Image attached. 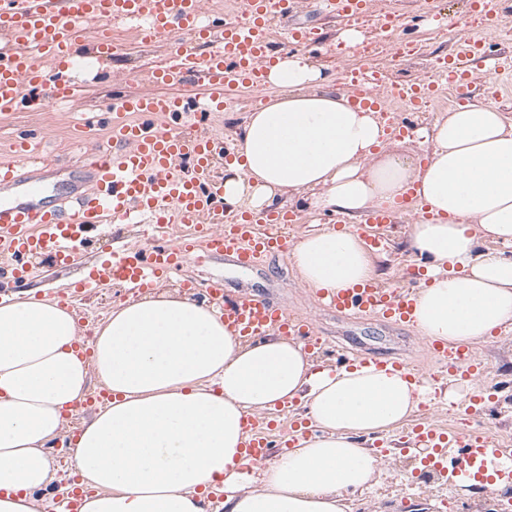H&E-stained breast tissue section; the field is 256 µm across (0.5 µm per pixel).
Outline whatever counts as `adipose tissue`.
Returning a JSON list of instances; mask_svg holds the SVG:
<instances>
[{
  "label": "adipose tissue",
  "instance_id": "ef3b65f1",
  "mask_svg": "<svg viewBox=\"0 0 512 512\" xmlns=\"http://www.w3.org/2000/svg\"><path fill=\"white\" fill-rule=\"evenodd\" d=\"M278 96L245 113L224 161V207L290 210L295 200L348 218L412 195L427 211L410 248L426 259L412 324L448 345L512 329V117L471 102L413 133L411 151L374 109L326 89L292 52L268 68ZM297 279L335 292L378 279L356 229L300 235ZM111 401L83 420L72 465L80 512H354L381 460L370 447L416 414L424 389L373 362L335 368L273 331L252 341L189 297L118 303L91 339L74 311L19 292L0 300V512H46V445L93 388ZM296 403L309 437L274 459L246 453L248 418Z\"/></svg>",
  "mask_w": 512,
  "mask_h": 512
}]
</instances>
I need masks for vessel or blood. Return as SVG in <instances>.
<instances>
[{
	"label": "vessel or blood",
	"instance_id": "1",
	"mask_svg": "<svg viewBox=\"0 0 512 512\" xmlns=\"http://www.w3.org/2000/svg\"><path fill=\"white\" fill-rule=\"evenodd\" d=\"M294 0H244L241 21L217 24L205 20L199 0H0V112H36L52 101L72 99L76 87L69 73L86 41L98 57L117 50L118 29L133 31L140 41L166 43L171 63L146 72L148 82L174 85L202 79L208 96L198 103L175 95L141 94L112 100L97 122L110 127L111 144L84 156V189L55 200L28 197L0 202V252L12 261L7 286L25 281L30 257L50 253L61 266L77 264L100 225L128 222L148 215L153 243L120 247L95 265L89 279L97 284L121 281L132 288L152 287L162 276L180 273L196 247L210 255L231 258L240 268L261 266L270 252L288 253L287 239L260 236L256 219L233 221L214 232L203 216L222 208L220 191L210 183V169L224 153V141L210 134V115L238 87L265 85L271 62L270 16L286 15ZM486 34L500 29L496 0H471ZM331 15L355 18L366 0H320ZM381 82L376 71L352 73L350 91L361 102L372 99ZM39 137L18 136L11 158L0 157V188L30 184L39 170ZM392 221L389 209L369 213L360 231L370 248L381 245L374 227ZM409 287L381 288L368 283L321 295L326 308L340 313L375 315L395 325L409 323ZM208 301L224 306V322L241 335L263 336L270 329L315 340L311 325L288 320L264 298L246 294L224 302V283L205 290ZM438 361L469 373L474 357L468 348L434 346ZM416 441L434 449V465L445 471L449 485L466 486L491 480L512 488V450L483 429L421 427Z\"/></svg>",
	"mask_w": 512,
	"mask_h": 512
}]
</instances>
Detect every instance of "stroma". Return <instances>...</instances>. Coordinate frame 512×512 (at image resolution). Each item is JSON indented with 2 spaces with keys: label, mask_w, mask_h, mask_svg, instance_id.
I'll list each match as a JSON object with an SVG mask.
<instances>
[{
  "label": "stroma",
  "mask_w": 512,
  "mask_h": 512,
  "mask_svg": "<svg viewBox=\"0 0 512 512\" xmlns=\"http://www.w3.org/2000/svg\"><path fill=\"white\" fill-rule=\"evenodd\" d=\"M503 17V33L487 56L476 58L471 65V78L467 88L470 99H487V84L499 79L507 86L505 94L495 102L502 111L512 114V73L493 69V62L512 54V0H498ZM316 0H297V8L289 23L274 26V50L289 48L290 28L317 27L322 35L320 49L312 53V61L323 71L330 89L345 90L351 71L373 66L385 83H421L431 74L438 59L448 56L455 48L459 21H468L467 31L473 38L484 35L479 21L469 13L468 0H371L368 11L355 24L342 17H322L316 14ZM395 14L400 24L408 26L413 43L412 54L396 51L398 35L384 36L378 23L380 15ZM355 27L362 36L361 43L346 45L341 33ZM124 52L107 62L86 57L83 65L73 69L72 77L79 93L64 103L57 112H15L0 117V147L8 146L16 131L35 127L41 129L43 152L48 161L42 172L41 188L53 194L64 190L80 189L77 167L86 149L77 138L73 120L77 113L95 111L113 95L122 93H158L201 97L202 84L190 81L178 85H155L142 79L143 73L162 62L167 47L162 43L145 44L131 34H124ZM416 218L407 213L387 229L389 247L385 255L377 257L379 271L385 284L397 286L409 278L410 268L416 267L417 258L408 246L404 231ZM143 225L111 224L105 227L97 244L91 246L82 265L62 267L50 256H37L38 273L30 278L27 289L36 295H54L64 284L85 278L89 266L101 257L103 248L119 239L129 243L143 242ZM186 277L200 283L220 280L224 295L233 299L244 293H255L284 309L289 317L310 322L324 342L317 355L327 364H335L337 354L344 353L359 360L400 361L413 367L422 379L436 370L429 339L420 336L414 327L394 325L370 316L338 313L321 306L317 295L303 288L297 281L288 256L269 253L261 269L252 273L241 270L220 256H201L186 268ZM122 285L94 288L75 298L72 307L85 336H92L94 328L111 312L113 306L126 300ZM477 372L473 378L476 387L493 392V405H481L470 413L464 403L445 407L439 404L421 405L417 418L439 426L460 428L484 427L496 432L499 440L512 442V331L500 333L473 349ZM410 424H403L384 438L372 443L383 464L374 487L363 496L364 503L383 507L385 512H410L414 505H428L429 512H488L492 501L449 490L438 484L430 486L420 481L417 455L408 453L404 444Z\"/></svg>",
  "instance_id": "35a3bbf8"
}]
</instances>
